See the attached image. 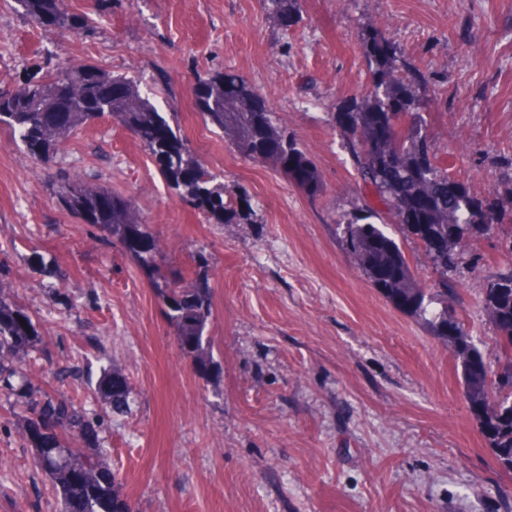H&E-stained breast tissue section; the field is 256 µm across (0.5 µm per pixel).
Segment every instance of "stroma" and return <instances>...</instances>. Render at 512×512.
I'll return each instance as SVG.
<instances>
[{"instance_id": "35a3bbf8", "label": "stroma", "mask_w": 512, "mask_h": 512, "mask_svg": "<svg viewBox=\"0 0 512 512\" xmlns=\"http://www.w3.org/2000/svg\"><path fill=\"white\" fill-rule=\"evenodd\" d=\"M86 30L34 27L0 0V90L55 55L133 78L255 224H213L181 201L112 119L77 131L50 167L0 128V262L55 360L81 367L37 386L93 392L115 364L127 410L99 433L136 512H512L501 471L462 396L448 347L390 304L342 249L337 220L372 202L336 128L371 84L364 36L389 33L418 85L433 151L512 225V0H299L282 26L262 0H68ZM231 70L270 103L315 164L309 198L242 157L197 111L196 83ZM131 200L163 262L209 263L214 370L195 373L145 271L58 203L57 171ZM475 339L489 341L482 274H449ZM0 395V512H58Z\"/></svg>"}]
</instances>
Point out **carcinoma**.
<instances>
[{
    "mask_svg": "<svg viewBox=\"0 0 512 512\" xmlns=\"http://www.w3.org/2000/svg\"><path fill=\"white\" fill-rule=\"evenodd\" d=\"M32 22L57 33L77 32L88 21L70 12L67 0H16ZM268 13L287 27L299 15V0H264ZM373 87L350 100L336 115V126L349 150L364 190L384 207L365 215L344 216L341 243L351 263L403 313L420 320L453 351L463 393L495 463L512 472V237L498 259L486 263L473 242L496 233L488 224L498 212L494 198L478 199L467 186L449 181L431 153L428 120L417 94L414 68L384 34L366 47ZM195 105L206 126L220 132L240 154L273 164L287 178L316 196L319 177L312 162L273 119L268 102L233 71L199 79ZM107 117L121 125L155 160L165 181L214 224H255L257 214L247 195L228 190L211 173L166 115L138 83L88 63L59 57L29 76L17 89L0 91V126L32 161L50 164L66 141L91 122ZM58 203L94 225L107 241L149 275L156 297L177 336L184 357L210 362L213 291L208 262L196 259L187 278L181 271L161 272L159 239L148 231L125 196L78 177L60 174ZM399 229L419 243L438 276L440 288L427 295L420 288L405 252L390 233ZM457 247L459 264L485 271L482 308L492 333L497 370L485 351L467 340L470 330L460 313L461 301L448 287V248ZM51 361L44 333L14 290L0 278V394L14 398V416L22 440L50 480L61 512L81 503L85 512H135L122 492L105 448L84 449L78 442L96 438L104 417L90 414L74 399L40 390L23 367L27 358ZM97 393L103 404L121 411L129 389L120 369L103 370Z\"/></svg>",
    "mask_w": 512,
    "mask_h": 512,
    "instance_id": "1",
    "label": "carcinoma"
}]
</instances>
